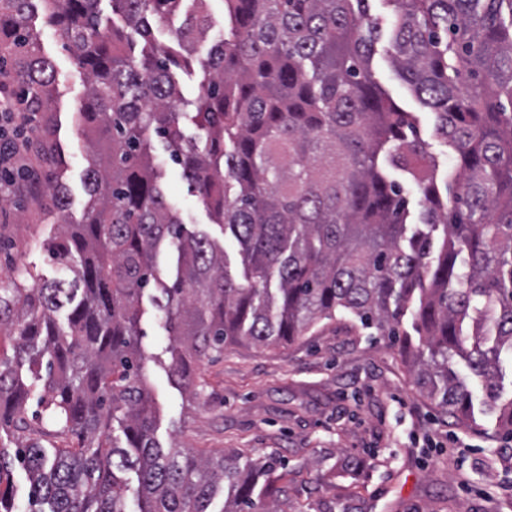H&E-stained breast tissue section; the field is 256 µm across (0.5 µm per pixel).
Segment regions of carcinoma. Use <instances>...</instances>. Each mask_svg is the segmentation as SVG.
<instances>
[{
    "mask_svg": "<svg viewBox=\"0 0 512 512\" xmlns=\"http://www.w3.org/2000/svg\"><path fill=\"white\" fill-rule=\"evenodd\" d=\"M34 2L0 0V49L16 57L0 92L22 98L38 126L29 151L51 162L43 114L54 68L28 26ZM41 2L88 80L80 121L92 138L90 200L83 222L62 225L50 246L62 277L0 284V328L17 336L19 360L46 371L45 411L77 445L0 448V512H15L16 463L29 512H125L126 470L138 475L139 512H213L221 482L219 512H257L276 460L242 470L231 454L154 438L139 345L147 290L173 340L172 376L194 395L205 387L195 361L228 345L288 344L338 312L397 336L411 308L420 390L460 422L493 414L512 436V398L500 402L503 363L512 369V0H387L389 62L455 153L446 178L418 116L372 77L380 22L367 0H224L228 29L200 62L192 115L203 151L184 133L189 102L171 65L208 38L207 0H111L125 27L110 30L101 0ZM178 12L176 43L163 47L154 20ZM154 134L212 223L238 241L247 284L229 274L224 247L188 230L167 202ZM29 178L67 207L49 168ZM24 396L1 360L0 418L23 415ZM117 417L124 447L110 440Z\"/></svg>",
    "mask_w": 512,
    "mask_h": 512,
    "instance_id": "1",
    "label": "carcinoma"
}]
</instances>
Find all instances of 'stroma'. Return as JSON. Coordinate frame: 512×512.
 Wrapping results in <instances>:
<instances>
[{"label":"stroma","mask_w":512,"mask_h":512,"mask_svg":"<svg viewBox=\"0 0 512 512\" xmlns=\"http://www.w3.org/2000/svg\"><path fill=\"white\" fill-rule=\"evenodd\" d=\"M209 12L208 41L196 44L174 72L183 99L191 103L201 94L200 62L211 43L224 37L223 7L210 6ZM29 25L56 70L47 118L69 198L59 213L50 199L35 201L17 187L0 204V280L18 274L33 284L59 276L47 246L61 225L83 219L89 142L79 129L85 72L61 34L47 25L42 7H35ZM387 46L384 38L376 45V79L418 115L441 168H454L452 149L433 133L434 114L392 69ZM152 153L166 172L168 202L189 230L206 232L223 245L230 274L242 278L237 242L211 223L161 140H153ZM142 309L144 376L159 410L156 441L232 452L242 467L278 458L282 466L267 487L278 512H512V439L497 431L489 414L477 415L471 425L450 421L419 391L402 339L413 330L412 316L404 317L395 338L339 315L318 321L291 344L225 347L220 357L196 361L195 373L206 384L196 397L172 380L170 340L158 311L147 301ZM21 375L28 393L26 427L0 424V448L72 444V435L55 434L40 406L44 377L26 368Z\"/></svg>","instance_id":"stroma-1"}]
</instances>
